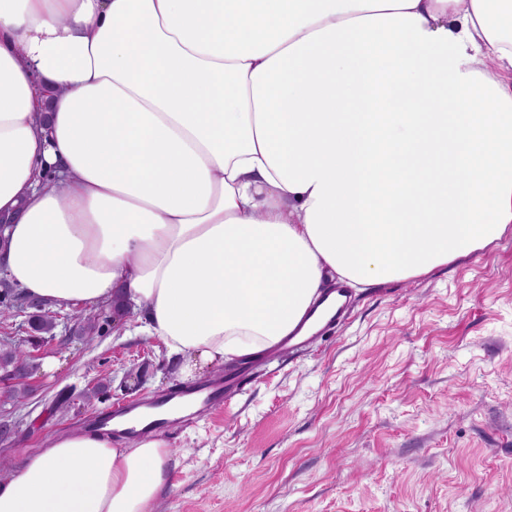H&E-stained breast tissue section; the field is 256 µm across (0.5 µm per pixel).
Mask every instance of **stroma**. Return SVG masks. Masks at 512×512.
Returning a JSON list of instances; mask_svg holds the SVG:
<instances>
[{"label": "stroma", "mask_w": 512, "mask_h": 512, "mask_svg": "<svg viewBox=\"0 0 512 512\" xmlns=\"http://www.w3.org/2000/svg\"><path fill=\"white\" fill-rule=\"evenodd\" d=\"M351 294L311 351L172 428L173 488L155 512H512V229L429 275ZM91 312L89 345L78 321ZM49 313L55 327L36 341L28 311L0 321L33 365L0 442L14 471L49 435L184 384L138 311L119 324L105 302Z\"/></svg>", "instance_id": "obj_1"}]
</instances>
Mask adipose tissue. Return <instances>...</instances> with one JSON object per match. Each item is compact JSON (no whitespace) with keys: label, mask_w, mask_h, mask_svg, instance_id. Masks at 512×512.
<instances>
[{"label":"adipose tissue","mask_w":512,"mask_h":512,"mask_svg":"<svg viewBox=\"0 0 512 512\" xmlns=\"http://www.w3.org/2000/svg\"><path fill=\"white\" fill-rule=\"evenodd\" d=\"M512 227V0H0V269L183 379ZM168 442L49 437L0 512H153Z\"/></svg>","instance_id":"1"}]
</instances>
